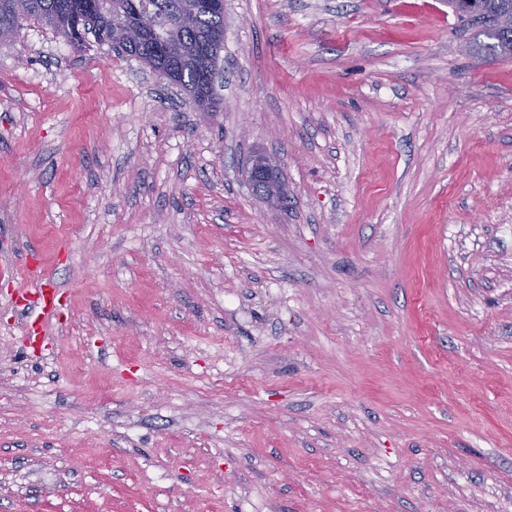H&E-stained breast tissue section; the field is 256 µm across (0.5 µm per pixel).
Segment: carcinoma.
Instances as JSON below:
<instances>
[{"instance_id": "obj_1", "label": "carcinoma", "mask_w": 512, "mask_h": 512, "mask_svg": "<svg viewBox=\"0 0 512 512\" xmlns=\"http://www.w3.org/2000/svg\"><path fill=\"white\" fill-rule=\"evenodd\" d=\"M188 0H0V44L11 40L21 22L40 21L61 34L72 46L84 44L91 33L101 43L114 44L116 27L142 25V37L121 41L123 50L145 63L164 70L187 93L205 104L212 112L221 100L215 88L206 83V72L219 60L224 49V13L202 9L196 19L181 22ZM448 8L464 23L476 30L471 49L497 59L501 47L512 49V30L489 32L499 14L512 11V0H482L473 11L465 0H448ZM486 40H481V37ZM165 43L173 51L157 53Z\"/></svg>"}]
</instances>
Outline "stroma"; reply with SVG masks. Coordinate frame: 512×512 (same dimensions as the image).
I'll use <instances>...</instances> for the list:
<instances>
[{
  "label": "stroma",
  "instance_id": "stroma-1",
  "mask_svg": "<svg viewBox=\"0 0 512 512\" xmlns=\"http://www.w3.org/2000/svg\"><path fill=\"white\" fill-rule=\"evenodd\" d=\"M467 36L446 0H225L207 112L22 23L0 512H512V58ZM280 170L279 159L264 152H253L246 161L245 176L251 191L269 208L288 207L289 188ZM25 299L29 305L39 308L44 318H54L58 310V297L55 288H46L45 285L35 289L21 288L16 300Z\"/></svg>",
  "mask_w": 512,
  "mask_h": 512
}]
</instances>
